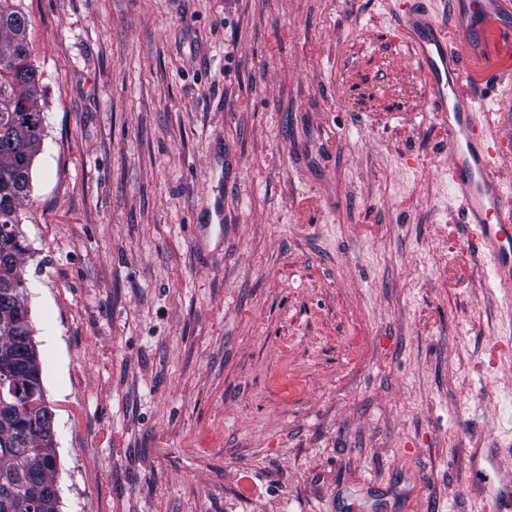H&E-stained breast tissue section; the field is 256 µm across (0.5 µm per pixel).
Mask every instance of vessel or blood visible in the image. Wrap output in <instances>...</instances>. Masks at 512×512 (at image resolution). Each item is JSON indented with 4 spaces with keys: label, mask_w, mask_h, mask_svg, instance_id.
Wrapping results in <instances>:
<instances>
[{
    "label": "vessel or blood",
    "mask_w": 512,
    "mask_h": 512,
    "mask_svg": "<svg viewBox=\"0 0 512 512\" xmlns=\"http://www.w3.org/2000/svg\"><path fill=\"white\" fill-rule=\"evenodd\" d=\"M459 33L478 36L490 20L512 10V0H464ZM422 70L434 112L448 125L450 183L462 201L467 224L487 250L501 287L512 288V187L494 172L498 157L512 152L503 140L488 142L477 132L475 100L459 84L463 62L448 34L427 12L408 7L400 18Z\"/></svg>",
    "instance_id": "b4317fda"
}]
</instances>
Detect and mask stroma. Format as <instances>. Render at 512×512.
<instances>
[{"label":"stroma","instance_id":"35a3bbf8","mask_svg":"<svg viewBox=\"0 0 512 512\" xmlns=\"http://www.w3.org/2000/svg\"><path fill=\"white\" fill-rule=\"evenodd\" d=\"M14 3L60 512H485L478 448L512 486V292L401 0ZM460 86L512 124V54Z\"/></svg>","mask_w":512,"mask_h":512}]
</instances>
